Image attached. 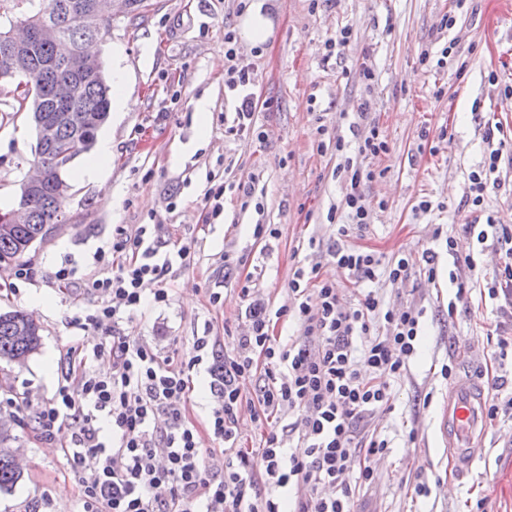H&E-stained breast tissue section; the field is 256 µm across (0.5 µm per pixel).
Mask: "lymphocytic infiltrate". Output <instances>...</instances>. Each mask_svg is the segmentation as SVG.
Listing matches in <instances>:
<instances>
[{
  "instance_id": "lymphocytic-infiltrate-1",
  "label": "lymphocytic infiltrate",
  "mask_w": 512,
  "mask_h": 512,
  "mask_svg": "<svg viewBox=\"0 0 512 512\" xmlns=\"http://www.w3.org/2000/svg\"><path fill=\"white\" fill-rule=\"evenodd\" d=\"M484 138L493 148L485 169L470 175L472 205L498 191L494 173L501 160L512 163V136L488 126ZM345 207L349 223L338 237L368 224L371 205L363 186L373 172L347 164ZM480 243L498 252L502 263L489 289L501 315L512 312V226L487 219L485 229L466 225ZM159 227L118 228L109 250L99 252V271L74 279L67 269L54 278L79 286L98 303L87 325L104 329L92 349L68 345V368L53 398L33 414L40 440L54 441L61 428L70 440L63 455L78 482L81 512H353L349 473L373 483L376 457L386 440L357 438V424L386 407L391 381L401 379L416 353L421 309L383 305L368 282L379 274L405 278L410 256L381 265L374 254L340 245L331 253L337 266L362 284L355 302H347L335 284L321 280L318 266L298 268L289 283L290 305L276 309L255 298L250 284L236 297L245 308L249 329L230 353L217 355L220 340L199 336L190 358L160 356L120 330L145 299L168 304L166 277L173 265L191 261L188 245L158 249ZM294 320L301 334L291 342L271 336V324ZM109 363L95 373L88 359ZM211 377L215 407L205 427L188 417L199 369ZM258 378L253 399H244L247 380ZM268 430L258 447L239 445L242 411ZM289 423H282V416ZM219 445L220 456L205 454L204 440ZM293 491L284 502L285 491Z\"/></svg>"
}]
</instances>
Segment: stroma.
<instances>
[{"label":"stroma","mask_w":512,"mask_h":512,"mask_svg":"<svg viewBox=\"0 0 512 512\" xmlns=\"http://www.w3.org/2000/svg\"><path fill=\"white\" fill-rule=\"evenodd\" d=\"M275 23L263 49L237 46L248 65L258 104L255 131L230 134L240 90L224 83V35L235 31L236 0H145L141 15L115 6L112 22L96 41L105 70L121 64L128 107L112 106L101 133L112 141V159L94 179L83 178L93 154L81 156L69 175L63 205L66 221L21 257L0 261V312H31L42 327L40 348L24 366L0 362V400L21 398L24 417L0 408L12 447L23 455L22 476L0 492V512H77L76 477L60 448L37 440L31 414L53 397L66 369L63 345L96 344L100 330L76 326L92 298L53 280L60 268L82 278L97 271L95 254L109 249L118 226L157 224L162 238L190 246L192 260L167 277L169 304H146L121 323L125 335L166 354H194L193 339L211 331L232 336L245 328L234 294L251 279L257 298L277 308L290 304L289 282L297 268L319 265L347 300L355 284L330 256L337 225L347 223L345 180L336 167L352 161L373 171L364 191L370 222L352 229L346 242L374 253L382 264L402 255L437 254V277L420 266L393 282L380 275L372 285L384 305L411 304L424 311L416 356L405 378L392 382L390 407L365 417L362 437L378 435L388 449L376 463L372 486L354 487L355 512H512V420L489 422V446L472 474L457 478L446 449L435 442L432 423L449 381L443 365L478 375L497 343L490 324L495 300L488 289L499 257L482 249L462 226L476 215L512 225V168L500 165L505 184L484 198L480 210L465 203L469 176L490 148L487 124L512 132V0H271ZM453 17L443 27L445 17ZM349 30L338 46L341 30ZM452 54L437 67L443 47ZM432 62H420L422 53ZM373 81H366L364 69ZM496 81H489V74ZM15 82L0 83V207L17 204L20 185L34 161L36 137L23 112L14 111ZM387 149L358 151L351 131L362 102ZM343 137L338 152L331 143ZM252 182L249 206L224 194V211L208 218L203 196L221 183ZM431 203L428 212L420 201ZM272 224L278 238H255ZM454 247H447V239ZM474 254L482 268L471 274L455 257ZM457 271L468 292L455 301L448 281ZM226 293L224 304L209 295ZM49 306L32 309L31 295ZM479 342L480 356L469 355ZM425 484L417 492V484Z\"/></svg>","instance_id":"obj_1"}]
</instances>
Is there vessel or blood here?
<instances>
[{"instance_id":"obj_1","label":"vessel or blood","mask_w":512,"mask_h":512,"mask_svg":"<svg viewBox=\"0 0 512 512\" xmlns=\"http://www.w3.org/2000/svg\"><path fill=\"white\" fill-rule=\"evenodd\" d=\"M489 388L471 376L455 379L443 398L434 436L461 473H470L486 450Z\"/></svg>"}]
</instances>
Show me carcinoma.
<instances>
[{"instance_id": "obj_1", "label": "carcinoma", "mask_w": 512, "mask_h": 512, "mask_svg": "<svg viewBox=\"0 0 512 512\" xmlns=\"http://www.w3.org/2000/svg\"><path fill=\"white\" fill-rule=\"evenodd\" d=\"M39 2L38 11L23 16V20L36 22L48 14L53 15L63 30V39L56 44L41 43L33 46L21 61L0 48V75L29 79V85L15 98V108L27 112L34 126L40 119L51 118L53 113V108L45 98L46 85H59L66 81L84 83L75 106L78 111L89 113L93 121L83 131L65 125L59 127L58 141L52 146L44 148L36 144V159L47 171V182L41 191L27 197L20 196L17 206L28 210L30 221L17 227L12 234H0V259L22 255L28 250L27 243L36 235L40 236V240H45L41 236L43 225L65 222L62 202L72 191L68 174L74 161L92 150L98 131L108 119L112 104V86L108 78L86 83L84 76L69 65L71 48L79 46L84 49L96 40L109 24L111 14L92 11L78 20L61 7L64 0ZM25 319L26 314L19 310L0 313V360L22 365L38 349L41 341L40 327L29 328L24 335L18 332V325L25 323ZM20 476L15 449L10 447L8 435L0 431V491L11 490Z\"/></svg>"}]
</instances>
